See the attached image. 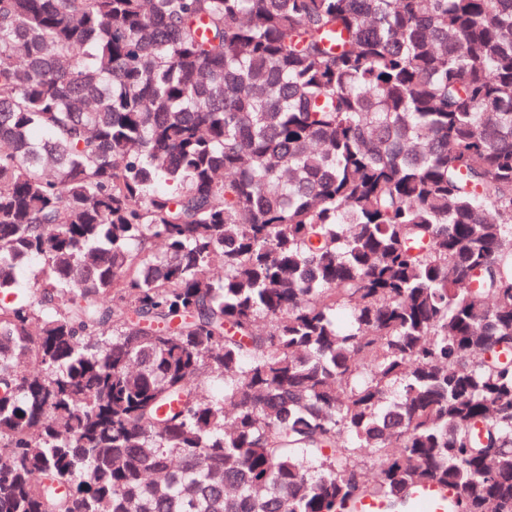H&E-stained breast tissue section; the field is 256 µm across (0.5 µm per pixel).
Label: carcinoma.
Returning <instances> with one entry per match:
<instances>
[{
  "instance_id": "1",
  "label": "carcinoma",
  "mask_w": 512,
  "mask_h": 512,
  "mask_svg": "<svg viewBox=\"0 0 512 512\" xmlns=\"http://www.w3.org/2000/svg\"><path fill=\"white\" fill-rule=\"evenodd\" d=\"M427 482L512 512V0H0V512Z\"/></svg>"
}]
</instances>
